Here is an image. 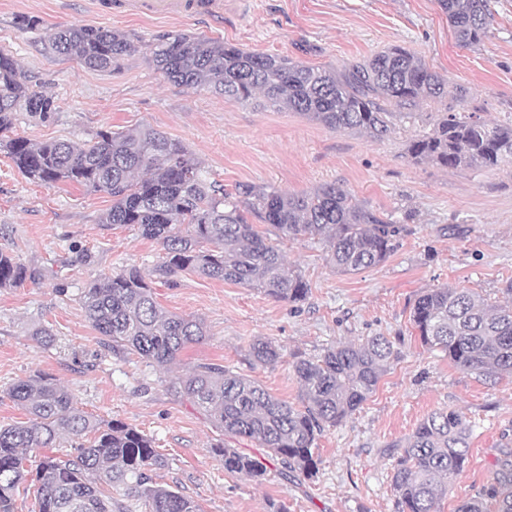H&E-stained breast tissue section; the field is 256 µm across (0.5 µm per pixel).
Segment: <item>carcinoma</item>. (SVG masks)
<instances>
[{
  "mask_svg": "<svg viewBox=\"0 0 512 512\" xmlns=\"http://www.w3.org/2000/svg\"><path fill=\"white\" fill-rule=\"evenodd\" d=\"M491 2L437 0L462 47L477 46L487 36L494 19ZM47 48L93 71H110L135 51L122 34L76 25L51 33ZM152 63L177 86L241 101L260 97L265 108L299 112L333 130H360L373 140L393 133L400 110L448 96L446 81L400 46L337 76L287 57L173 32L154 44ZM21 110L47 119L57 105L26 83L15 60L0 52V149L33 182L73 183L110 195L112 207L101 223L133 226L165 251V260L151 270L132 266L85 286V316L105 347L167 365L199 341L203 323L167 313L153 291V280L170 283L186 270L288 304L306 301L308 281L285 271L280 249L256 231L250 216L273 227L281 239L322 244L327 263L340 273L378 267L394 251L400 231L396 221L336 184L301 194L243 183L229 191L210 179L181 141L153 128L100 129L81 145L32 143L8 136ZM407 151L417 162L448 168L497 167L512 162V122L490 124L476 112H443L430 132L409 141ZM37 278V271L0 249V288H19ZM502 294L509 300L490 305L466 288H431L415 299L410 320L421 344L444 352L457 368L491 381L512 380V281ZM249 354L266 367L284 358L282 348L267 337L256 338ZM399 355L393 341L375 335L331 345L315 357L296 356L291 369L300 387L298 404L217 363L197 366L171 388L205 411L223 435L268 449L284 478L312 479L318 472L319 438L372 396ZM7 395L26 412L27 421L0 427V512H15L14 495L27 480L36 486L38 512H129L123 500L112 496L114 488L144 501L148 512H202L195 500L154 481L152 471L163 467L164 459L152 438L125 423L87 414L52 376L19 379ZM472 433L461 412L434 411L395 445L391 486L399 512H437L464 467ZM64 443L73 451L40 454ZM213 452L231 474L259 480L267 472L263 461L222 442L213 444ZM36 453L38 464L32 468L27 462ZM456 512H512L511 447L497 459L493 481Z\"/></svg>",
  "mask_w": 512,
  "mask_h": 512,
  "instance_id": "obj_1",
  "label": "carcinoma"
}]
</instances>
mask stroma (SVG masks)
I'll use <instances>...</instances> for the list:
<instances>
[{
    "mask_svg": "<svg viewBox=\"0 0 512 512\" xmlns=\"http://www.w3.org/2000/svg\"><path fill=\"white\" fill-rule=\"evenodd\" d=\"M224 2L219 28L191 17L144 18L134 13V0H0V52L13 56L22 76L58 104L45 120L17 113L13 136L79 143L100 129L151 127L184 143L230 188L250 183L301 193L334 183L401 222L394 253L382 266L340 274L314 241L284 242L287 269L301 272L310 285L299 305L188 271L177 275L175 286L155 282L165 311L202 319L206 327L204 338L176 363L161 366L102 346L81 304L88 282L131 265L161 263V245L134 227L101 224L112 205L109 195L30 181L1 151L0 248L39 278L0 288V425L25 418L7 388L46 373L83 411L153 438L166 460L155 480L178 488L203 512H270L274 503L287 512H398L389 447L404 442L429 413L454 409L473 424L468 459L438 503L439 512H455L490 483L503 444L512 443V381H482L423 348L410 310L421 292L443 286L501 300L512 280V162L455 169L418 164L407 146L429 130L435 112L512 119V0H493L494 23L475 48L457 44L436 0ZM70 25L118 31L136 50L112 71L87 70L47 49L49 34ZM171 31L338 75L400 45L438 71L449 92L421 103L419 114L374 141L286 109L169 83L150 52ZM41 326L48 337L35 336ZM375 334L394 341L400 357L368 401L319 439V472L311 480L284 479L275 463L260 480L225 472L211 451L220 435L207 414L170 389L191 368L219 363L295 403L300 389L286 362L253 363L249 346L256 337L273 339L286 357H308Z\"/></svg>",
    "mask_w": 512,
    "mask_h": 512,
    "instance_id": "1",
    "label": "stroma"
}]
</instances>
